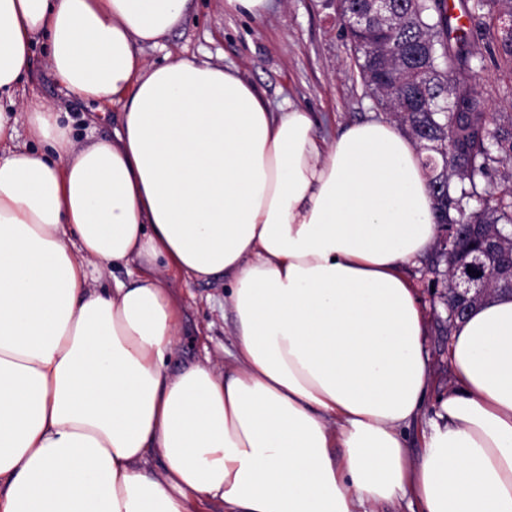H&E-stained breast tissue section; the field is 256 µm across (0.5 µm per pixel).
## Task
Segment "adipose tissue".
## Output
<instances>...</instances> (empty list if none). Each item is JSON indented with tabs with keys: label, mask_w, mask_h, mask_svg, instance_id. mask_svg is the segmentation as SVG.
<instances>
[{
	"label": "adipose tissue",
	"mask_w": 512,
	"mask_h": 512,
	"mask_svg": "<svg viewBox=\"0 0 512 512\" xmlns=\"http://www.w3.org/2000/svg\"><path fill=\"white\" fill-rule=\"evenodd\" d=\"M190 6L0 0V512H512V295L454 328L456 389L407 450L433 366L404 269L438 232L415 141L325 140L235 69L147 63ZM38 45L122 106L111 138L25 99ZM175 278L226 280L231 365L169 373Z\"/></svg>",
	"instance_id": "ef3b65f1"
}]
</instances>
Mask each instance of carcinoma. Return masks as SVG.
<instances>
[{
	"label": "carcinoma",
	"mask_w": 512,
	"mask_h": 512,
	"mask_svg": "<svg viewBox=\"0 0 512 512\" xmlns=\"http://www.w3.org/2000/svg\"><path fill=\"white\" fill-rule=\"evenodd\" d=\"M390 0L388 18L345 29L370 95L424 154L433 217L446 224L512 229V0ZM343 18L368 13V0H336ZM493 66L500 83L485 89ZM484 273L512 263V239L489 253L464 242L453 252L437 242L442 287L455 272Z\"/></svg>",
	"instance_id": "cac0c4a2"
}]
</instances>
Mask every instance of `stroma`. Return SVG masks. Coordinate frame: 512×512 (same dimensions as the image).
Segmentation results:
<instances>
[{"mask_svg": "<svg viewBox=\"0 0 512 512\" xmlns=\"http://www.w3.org/2000/svg\"><path fill=\"white\" fill-rule=\"evenodd\" d=\"M193 56L238 70L271 104L292 101L312 112L317 131L330 136L344 125L378 119L376 106L354 63L351 46L336 13V0H272L263 19L226 13L224 0H193L184 20L155 47L145 50L148 63H163L166 55ZM30 100L67 110L80 142L110 137L121 118L117 106L67 95L46 65L42 48H35L26 82ZM428 319L424 348L434 367L428 402L407 431L412 456L422 452V434L436 418L437 405L454 387L448 361V322L440 292L426 263L407 271ZM184 305L179 341L169 361L170 371L211 354L223 359L230 343L233 316L224 310L220 279L178 283Z\"/></svg>", "mask_w": 512, "mask_h": 512, "instance_id": "1", "label": "stroma"}]
</instances>
